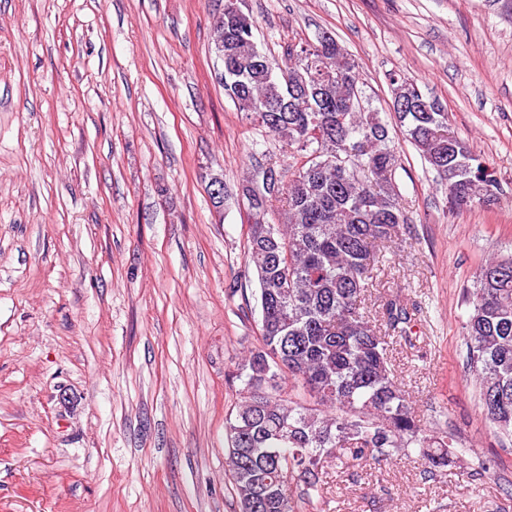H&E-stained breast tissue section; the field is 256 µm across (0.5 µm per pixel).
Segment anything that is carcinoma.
Wrapping results in <instances>:
<instances>
[{
  "mask_svg": "<svg viewBox=\"0 0 512 512\" xmlns=\"http://www.w3.org/2000/svg\"><path fill=\"white\" fill-rule=\"evenodd\" d=\"M224 95L294 163L256 164L240 183L252 222L246 264L257 279L258 343L238 358L235 414L224 428V470L239 512H303L327 503L330 472L351 479L414 449L424 472L453 463L452 439L426 426L393 372L414 318L402 292L371 305L380 249L411 240L400 205L401 165L389 127L363 91L358 64L332 37L258 48L254 21L225 0ZM394 118L454 208L489 206L498 182L448 125L440 102L389 76ZM467 369L496 433L512 438V255L481 266L466 290Z\"/></svg>",
  "mask_w": 512,
  "mask_h": 512,
  "instance_id": "obj_1",
  "label": "carcinoma"
}]
</instances>
